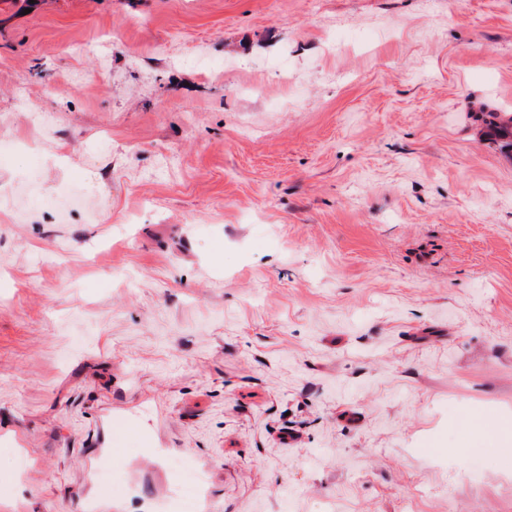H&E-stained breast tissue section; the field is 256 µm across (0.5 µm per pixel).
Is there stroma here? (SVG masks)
<instances>
[{"instance_id":"stroma-1","label":"stroma","mask_w":512,"mask_h":512,"mask_svg":"<svg viewBox=\"0 0 512 512\" xmlns=\"http://www.w3.org/2000/svg\"><path fill=\"white\" fill-rule=\"evenodd\" d=\"M483 109L512 0H0V512H512Z\"/></svg>"}]
</instances>
